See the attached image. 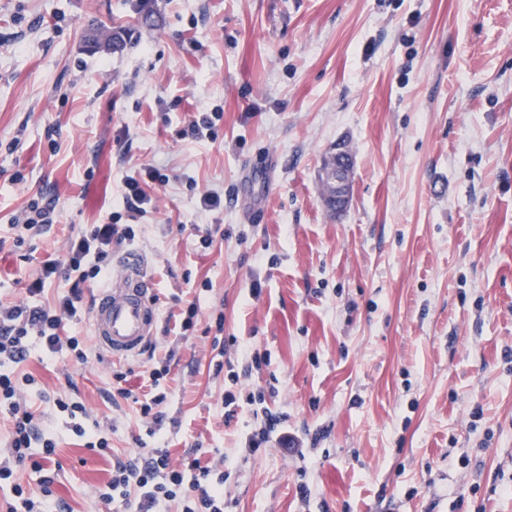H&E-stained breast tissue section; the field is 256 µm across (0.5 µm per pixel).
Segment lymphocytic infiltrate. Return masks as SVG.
<instances>
[{
  "instance_id": "lymphocytic-infiltrate-1",
  "label": "lymphocytic infiltrate",
  "mask_w": 512,
  "mask_h": 512,
  "mask_svg": "<svg viewBox=\"0 0 512 512\" xmlns=\"http://www.w3.org/2000/svg\"><path fill=\"white\" fill-rule=\"evenodd\" d=\"M123 188L129 223L94 224L72 235L67 241V264L53 260L42 263L27 287L29 303L0 302V413L11 422L10 435L0 446V482L10 484L13 501L8 512H72L65 500L53 495L54 479L46 473L55 461L56 442L40 426L24 395L38 381L32 374H18L16 368L35 353L51 357L66 352L79 362H87L90 348L84 338L64 335L63 329L85 317L84 286L108 277L113 246L136 237L133 224L145 215L149 199L135 177H125ZM56 206L52 196L42 194L33 199L11 226L15 247L29 245L48 233ZM57 280L67 282V291L51 306L37 304L46 284ZM146 350L154 355L156 366L146 378L149 391L140 400L139 411L149 436L155 438L164 425L160 406L167 399L164 381L174 352L161 350L155 342ZM53 407L70 419L73 433L83 439L85 447L112 456V477L101 495L105 503L117 502L133 512H163L165 506L178 500L181 512H224L226 475L218 467L201 465L196 458L184 467H174L160 445L124 458L113 456L106 430L98 424L89 425L91 412L79 393L55 396ZM25 464L43 475L41 497H29L14 479L17 467Z\"/></svg>"
}]
</instances>
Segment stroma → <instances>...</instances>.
Returning a JSON list of instances; mask_svg holds the SVG:
<instances>
[{"mask_svg": "<svg viewBox=\"0 0 512 512\" xmlns=\"http://www.w3.org/2000/svg\"><path fill=\"white\" fill-rule=\"evenodd\" d=\"M203 112L214 138L183 137ZM340 140L335 218L318 170ZM149 166L166 180L142 184L133 247L160 311L200 307L190 336L163 339L173 465L194 447L223 461L224 512H512V0H0V300L28 302L72 233L126 223L122 180ZM210 190L223 209H200ZM41 193L56 225L22 260L9 226ZM219 317L242 374L230 416L209 367ZM150 367L22 364L112 427L100 455L27 393L73 512H122L97 491L147 425L105 393L116 368L142 393ZM264 408L302 454L247 450ZM352 161L342 144H336L325 154L320 180L325 186L321 197L324 208L332 214L342 212L350 199Z\"/></svg>", "mask_w": 512, "mask_h": 512, "instance_id": "obj_1", "label": "stroma"}]
</instances>
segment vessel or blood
Here are the masks:
<instances>
[{
  "instance_id": "1",
  "label": "vessel or blood",
  "mask_w": 512,
  "mask_h": 512,
  "mask_svg": "<svg viewBox=\"0 0 512 512\" xmlns=\"http://www.w3.org/2000/svg\"><path fill=\"white\" fill-rule=\"evenodd\" d=\"M157 317L146 260L137 251H127L119 260L117 274L96 295L90 313L94 342L112 360L136 356L153 336Z\"/></svg>"
}]
</instances>
